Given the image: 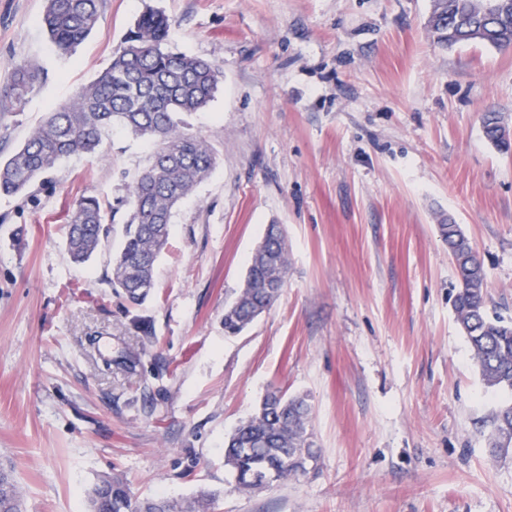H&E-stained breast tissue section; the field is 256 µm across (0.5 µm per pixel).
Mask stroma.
<instances>
[{
  "mask_svg": "<svg viewBox=\"0 0 512 512\" xmlns=\"http://www.w3.org/2000/svg\"><path fill=\"white\" fill-rule=\"evenodd\" d=\"M433 5L103 0L98 28L62 55L45 0H0V76L20 61L41 70L25 103L0 94L1 159L108 66L147 9L170 17V50L221 72L185 126L217 164L176 208L142 306L110 279L147 143L113 129L105 159H61L29 196H0V462L26 512H86L103 475L139 500L213 492L214 512H512V456L491 455L483 426L512 393L486 387L473 361L439 230L460 225L489 308L511 316L512 148L484 120L512 131V49H441ZM84 194L116 215L78 266L65 224ZM271 223L287 234L286 286L225 335ZM123 351L135 367L115 365ZM272 390L309 399L316 457L235 490L224 439Z\"/></svg>",
  "mask_w": 512,
  "mask_h": 512,
  "instance_id": "35a3bbf8",
  "label": "stroma"
}]
</instances>
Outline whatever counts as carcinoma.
<instances>
[{
    "label": "carcinoma",
    "instance_id": "cac0c4a2",
    "mask_svg": "<svg viewBox=\"0 0 512 512\" xmlns=\"http://www.w3.org/2000/svg\"><path fill=\"white\" fill-rule=\"evenodd\" d=\"M42 22L63 54L72 52L99 26L100 0H45ZM171 19L144 12L124 37L126 47L96 79L79 88L71 102L48 113L9 157L0 161V193H28L56 163L72 155H102L103 140L115 127L154 143L151 162L131 184L122 239L112 256L113 291L132 305L154 288V267L170 235L173 210L213 169L216 156L201 138L184 130V116L213 100L220 73L210 61L168 49ZM442 48L478 43L512 48V0H434L428 21ZM38 75L31 62L14 66L6 93L21 103ZM111 216L99 200L82 195L73 204L66 232L71 259L85 263L108 237ZM440 231L459 275L453 306L485 385L512 391V318L488 308L486 272L471 241L457 224ZM288 245L281 225H268L253 252L237 300L224 308V332L240 333L266 311L286 283ZM312 407L302 396L278 391L265 395L255 413L227 438L224 466L241 490L256 484L250 472L258 463L286 478L314 458ZM489 448L495 458L512 452V403L491 417ZM251 449L245 455L242 449ZM214 495L188 501L164 497L132 499L125 483L101 476L88 493L89 512H212ZM0 512H23V499L10 465H0Z\"/></svg>",
    "mask_w": 512,
    "mask_h": 512
}]
</instances>
